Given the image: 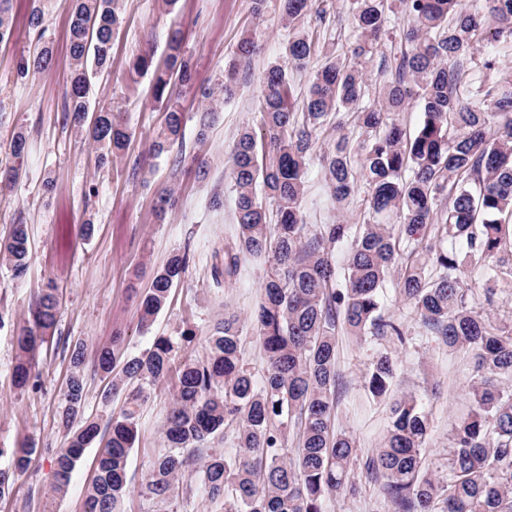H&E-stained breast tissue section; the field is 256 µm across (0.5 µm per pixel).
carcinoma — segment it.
Wrapping results in <instances>:
<instances>
[{"label": "carcinoma", "instance_id": "1", "mask_svg": "<svg viewBox=\"0 0 512 512\" xmlns=\"http://www.w3.org/2000/svg\"><path fill=\"white\" fill-rule=\"evenodd\" d=\"M292 30L285 64L260 76L259 130L241 129L230 156L237 234L224 253V276L241 260L268 265L261 301L247 321L264 351L261 378L241 355L244 319L229 308L207 337L202 358L176 360L169 336L153 339L144 353L116 369L113 349H102L98 365L112 375L108 395L122 398L105 424L82 419L84 351L70 355L71 374L60 421L67 444L54 461V491L66 493L87 448L98 441L96 477L83 512H123L129 493L128 464L138 439L141 406L162 381H174L164 446L141 484L140 494L180 512L199 508L196 491L224 512H326V502L354 490L356 445L336 429V336H381L405 342L400 322L383 311L384 288L397 280L399 294L422 324L450 352L471 355L470 410L455 424L446 472L429 468L424 448L428 415L416 397L390 405V426L367 468L384 478L390 512H512V309L496 305L499 286L512 279V70L499 58L512 51V0H399L407 19L377 104L364 103L368 81L363 63L388 39V0H347L353 40L338 53L334 45L301 26L313 0H280ZM70 16V90L64 111L87 126L99 146L98 162L122 156L131 131L110 107L90 111L96 79L112 65V39L121 23L120 0H66ZM12 0H0V42L13 35ZM29 26L36 43L21 55L18 80L49 66L54 44L44 25L42 0H32ZM162 62L144 53L130 71L152 73L155 102L165 112L151 143L154 158L168 155L182 139L186 115L176 83L189 81L183 37L169 36ZM486 47L477 80L465 83L457 67ZM258 53L253 39H240L234 58L216 83L201 91L198 140L210 115L238 91L240 65ZM326 62L309 78L295 111L288 69H304L311 57ZM423 119L412 131L400 121L411 101ZM357 139L342 133L346 123ZM336 131L324 151L319 136ZM336 208L346 209L359 191L366 202L360 224H306L302 201L311 160ZM348 247L344 266L336 249ZM0 259L17 277L32 261L27 228L15 224L0 245ZM187 253H174L156 271L142 297L140 326L147 330L181 279ZM480 272L474 289L488 312L477 310L464 281ZM56 289L43 291L22 330L15 365L18 387L26 386L36 351L54 333ZM398 363L378 353L364 377L375 398L390 396ZM232 436L238 453L226 457L213 445ZM35 448L11 450L10 468L0 469V497L29 463ZM194 476L198 486L184 482Z\"/></svg>", "mask_w": 512, "mask_h": 512}]
</instances>
